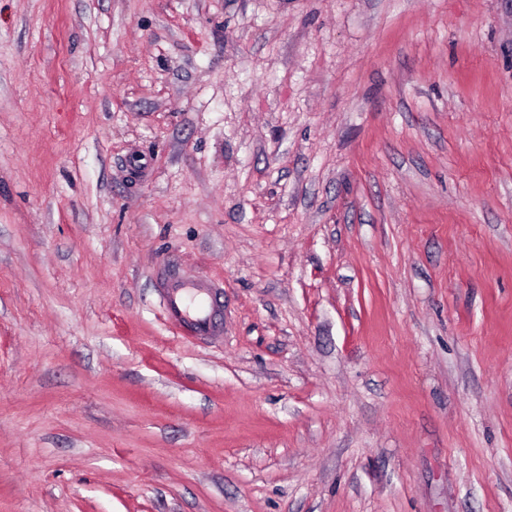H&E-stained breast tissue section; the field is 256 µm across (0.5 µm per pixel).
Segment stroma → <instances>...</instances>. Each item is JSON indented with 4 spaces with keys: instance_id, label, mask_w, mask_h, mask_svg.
<instances>
[{
    "instance_id": "35a3bbf8",
    "label": "stroma",
    "mask_w": 512,
    "mask_h": 512,
    "mask_svg": "<svg viewBox=\"0 0 512 512\" xmlns=\"http://www.w3.org/2000/svg\"><path fill=\"white\" fill-rule=\"evenodd\" d=\"M0 512H512V0H0ZM161 288L164 289L165 305L168 315L172 318H180L184 324L187 333L190 336L203 335L217 329L224 319L223 301L221 296L212 288L213 312L210 305L207 304L203 291L205 288H211L208 285H199L191 279L184 277L161 274ZM199 293L203 298L205 305L202 309L196 310L189 306V299L192 295ZM188 313V317H183L182 313ZM192 314V317H190Z\"/></svg>"
}]
</instances>
